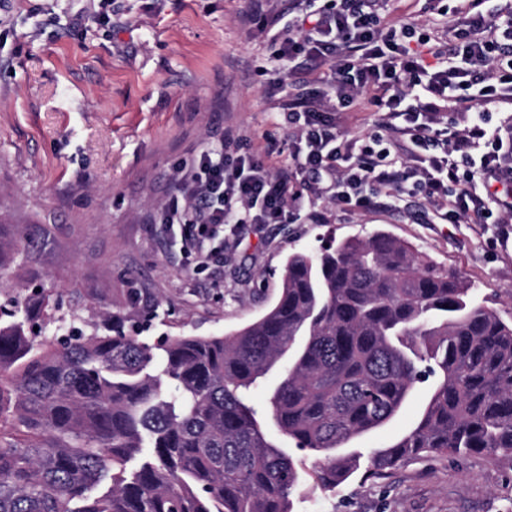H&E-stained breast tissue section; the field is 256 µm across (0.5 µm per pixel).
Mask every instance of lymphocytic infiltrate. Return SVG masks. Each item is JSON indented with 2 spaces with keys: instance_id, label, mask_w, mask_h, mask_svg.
Segmentation results:
<instances>
[{
  "instance_id": "f902f5d3",
  "label": "lymphocytic infiltrate",
  "mask_w": 512,
  "mask_h": 512,
  "mask_svg": "<svg viewBox=\"0 0 512 512\" xmlns=\"http://www.w3.org/2000/svg\"><path fill=\"white\" fill-rule=\"evenodd\" d=\"M486 0H454L444 21L450 47L387 18L388 0H327L271 37L289 69L326 65L323 89L296 94L284 113L299 131L288 164L233 153L213 135L173 181L159 223L181 250L218 257L224 229L282 224L301 204V183L362 209L423 195L456 223L512 231V150L491 107L512 103V6L490 20ZM383 113L375 133L351 137L330 115L351 106Z\"/></svg>"
}]
</instances>
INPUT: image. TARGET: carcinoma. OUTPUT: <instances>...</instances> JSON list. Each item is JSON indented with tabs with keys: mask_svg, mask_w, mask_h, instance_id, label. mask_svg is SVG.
Listing matches in <instances>:
<instances>
[{
	"mask_svg": "<svg viewBox=\"0 0 512 512\" xmlns=\"http://www.w3.org/2000/svg\"><path fill=\"white\" fill-rule=\"evenodd\" d=\"M473 290L379 231L288 256L276 302L224 335L142 341L114 315L47 340L48 295L0 309V512H292L295 449L323 488L419 456L512 468V321ZM424 383L409 432L347 449Z\"/></svg>",
	"mask_w": 512,
	"mask_h": 512,
	"instance_id": "cac0c4a2",
	"label": "carcinoma"
}]
</instances>
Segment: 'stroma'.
Instances as JSON below:
<instances>
[{
  "label": "stroma",
  "instance_id": "stroma-1",
  "mask_svg": "<svg viewBox=\"0 0 512 512\" xmlns=\"http://www.w3.org/2000/svg\"><path fill=\"white\" fill-rule=\"evenodd\" d=\"M294 4L264 0L258 19L248 0H111L100 23V0H0V252L10 266L1 304L45 287L57 317L88 334L118 314L148 341L221 335L269 308L288 254L383 229L461 273L480 303L512 320V236L439 213L417 223L419 196L396 210L306 204L288 223L225 233L222 259L204 263L153 223L214 129L289 163L292 130L276 114L318 75H289L257 28ZM426 398L415 389L356 448L394 442ZM314 466L304 458L295 512H512V470L483 455L418 459L326 490Z\"/></svg>",
  "mask_w": 512,
  "mask_h": 512
}]
</instances>
